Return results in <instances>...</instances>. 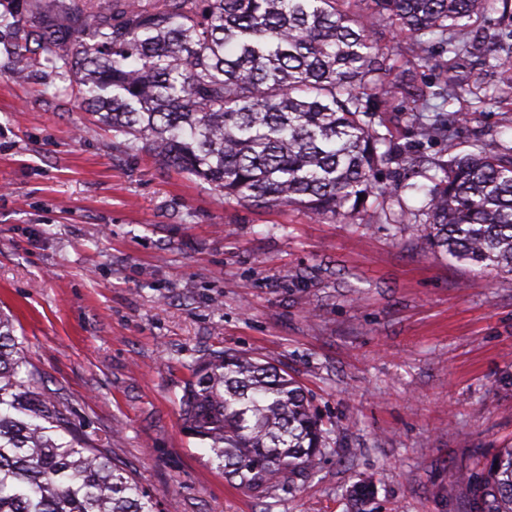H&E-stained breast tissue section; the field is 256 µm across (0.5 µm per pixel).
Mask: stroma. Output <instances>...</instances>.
<instances>
[{
	"label": "stroma",
	"instance_id": "35a3bbf8",
	"mask_svg": "<svg viewBox=\"0 0 512 512\" xmlns=\"http://www.w3.org/2000/svg\"><path fill=\"white\" fill-rule=\"evenodd\" d=\"M7 67L0 54V310L57 407L161 512H467L457 472L512 446V276L370 216L225 202L121 151L47 74ZM456 108L463 150L512 141L507 109ZM224 349L287 371L322 412L327 453L301 487L243 492L189 433L191 368Z\"/></svg>",
	"mask_w": 512,
	"mask_h": 512
}]
</instances>
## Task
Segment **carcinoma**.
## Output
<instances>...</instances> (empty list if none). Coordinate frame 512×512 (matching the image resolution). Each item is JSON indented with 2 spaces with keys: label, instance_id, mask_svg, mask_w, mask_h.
<instances>
[{
  "label": "carcinoma",
  "instance_id": "obj_1",
  "mask_svg": "<svg viewBox=\"0 0 512 512\" xmlns=\"http://www.w3.org/2000/svg\"><path fill=\"white\" fill-rule=\"evenodd\" d=\"M494 0H0L9 77L49 71L58 91L124 137L126 153L201 180L224 201L299 207L353 222L367 211L420 224L416 247L450 264L512 274V145L460 154L445 107L462 54L509 68L512 28L490 45L464 30ZM407 40L415 85L394 72L383 31ZM451 58L432 56L431 45ZM404 99L412 141L385 114ZM439 141L448 159L414 157ZM430 182L424 210L387 216L383 168ZM189 432L239 488L268 498L317 471L326 423L297 380L245 353L198 362L182 398ZM469 512H512V448L475 473ZM157 496L74 425L41 387L12 321L0 315V512H159Z\"/></svg>",
  "mask_w": 512,
  "mask_h": 512
}]
</instances>
